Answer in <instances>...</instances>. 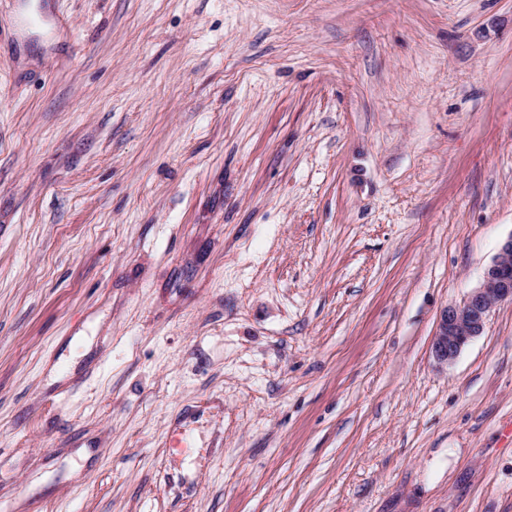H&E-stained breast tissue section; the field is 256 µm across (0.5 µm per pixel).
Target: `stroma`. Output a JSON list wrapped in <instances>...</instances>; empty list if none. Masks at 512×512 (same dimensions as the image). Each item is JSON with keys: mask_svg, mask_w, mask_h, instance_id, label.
I'll use <instances>...</instances> for the list:
<instances>
[{"mask_svg": "<svg viewBox=\"0 0 512 512\" xmlns=\"http://www.w3.org/2000/svg\"><path fill=\"white\" fill-rule=\"evenodd\" d=\"M512 0H0V512H512ZM504 302L512 303V236L503 242L478 286L461 303L443 310L431 343L435 359L454 361L483 332L492 310Z\"/></svg>", "mask_w": 512, "mask_h": 512, "instance_id": "1", "label": "stroma"}]
</instances>
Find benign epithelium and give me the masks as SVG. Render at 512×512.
<instances>
[{
    "mask_svg": "<svg viewBox=\"0 0 512 512\" xmlns=\"http://www.w3.org/2000/svg\"><path fill=\"white\" fill-rule=\"evenodd\" d=\"M504 302L512 303V237L503 242L478 286L461 303L443 310L431 343L435 359L454 361L483 332L492 310Z\"/></svg>",
    "mask_w": 512,
    "mask_h": 512,
    "instance_id": "obj_1",
    "label": "benign epithelium"
}]
</instances>
